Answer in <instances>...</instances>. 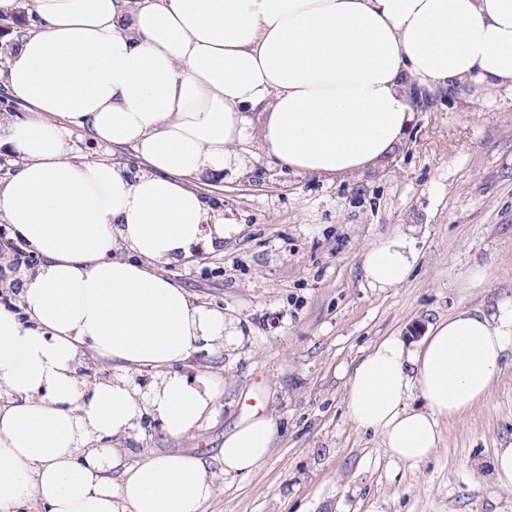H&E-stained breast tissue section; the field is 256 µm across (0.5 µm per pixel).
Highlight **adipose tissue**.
<instances>
[{
  "mask_svg": "<svg viewBox=\"0 0 512 512\" xmlns=\"http://www.w3.org/2000/svg\"><path fill=\"white\" fill-rule=\"evenodd\" d=\"M21 7L31 26L4 85L29 114L0 124L18 158L0 216L44 263L22 277L21 311L0 307V512H200L217 492L206 459L130 466L116 445L147 415L180 439L216 412L219 385L177 367L237 330L156 271L234 230L194 179L240 163L250 137L296 173L355 176L390 157L424 94L512 98V0H0V22ZM72 125L131 149L138 172L71 154ZM415 232L366 250L368 287L408 279ZM511 352L512 309L458 310L418 344L367 353L347 415L417 467ZM85 359L111 379L85 384ZM278 430L267 410L236 424L225 474L259 468Z\"/></svg>",
  "mask_w": 512,
  "mask_h": 512,
  "instance_id": "ef3b65f1",
  "label": "adipose tissue"
}]
</instances>
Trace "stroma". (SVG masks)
Masks as SVG:
<instances>
[{"label":"stroma","mask_w":512,"mask_h":512,"mask_svg":"<svg viewBox=\"0 0 512 512\" xmlns=\"http://www.w3.org/2000/svg\"><path fill=\"white\" fill-rule=\"evenodd\" d=\"M241 159L195 181L237 233L160 266L238 328L233 345L187 364L219 382L217 412L181 440H129L128 464L152 451L204 455L218 490L201 512H512V489L492 478L495 448L512 440V365L462 419L442 422L416 468L392 460L345 405L351 371L383 339L415 344L456 310L512 305V102L432 97L384 165L354 178L295 173L254 139ZM409 224L420 251L411 276L368 288L364 250ZM261 408L280 426L268 457L225 474V433Z\"/></svg>","instance_id":"stroma-1"}]
</instances>
